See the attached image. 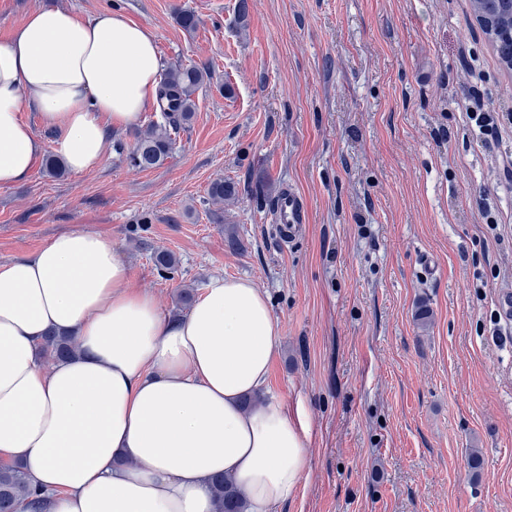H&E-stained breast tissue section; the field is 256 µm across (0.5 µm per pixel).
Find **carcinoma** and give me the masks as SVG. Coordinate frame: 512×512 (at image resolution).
Wrapping results in <instances>:
<instances>
[{"mask_svg":"<svg viewBox=\"0 0 512 512\" xmlns=\"http://www.w3.org/2000/svg\"><path fill=\"white\" fill-rule=\"evenodd\" d=\"M509 35L512 36V23L505 30L489 33L502 60L512 56V39H507ZM208 78L209 68L196 65H176L162 74L158 118L135 133L130 150H125L121 143L116 145L119 153L126 154L131 167L144 171L163 164L174 149L182 125L193 116V95ZM208 195L215 202H231L238 198L239 186L232 180L217 179L210 184ZM153 261L161 274L167 277L177 267L175 257L166 251L155 253ZM42 352L58 361L74 356L78 352V345L71 337L54 331L44 337ZM212 493L218 512H246L244 496L232 478L225 476L215 480ZM37 497L38 492L24 464L0 467V512H17L21 502Z\"/></svg>","mask_w":512,"mask_h":512,"instance_id":"1","label":"carcinoma"}]
</instances>
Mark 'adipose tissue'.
Masks as SVG:
<instances>
[{"mask_svg":"<svg viewBox=\"0 0 512 512\" xmlns=\"http://www.w3.org/2000/svg\"><path fill=\"white\" fill-rule=\"evenodd\" d=\"M154 33L119 13L39 8L0 42V185L46 149L80 174L106 158L108 127L135 123L158 95ZM55 132L45 144L24 115ZM51 330L77 355L44 368ZM281 346L266 293L210 277L189 311L166 316L132 287L111 240L56 235L0 263V462L21 461L41 512H214L228 475L248 512H275L308 456L267 383Z\"/></svg>","mask_w":512,"mask_h":512,"instance_id":"obj_1","label":"adipose tissue"}]
</instances>
